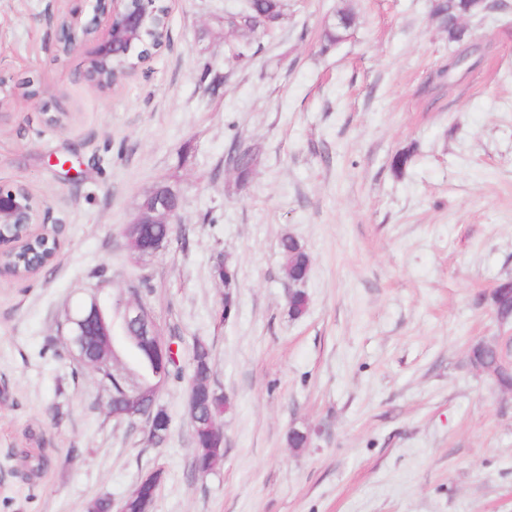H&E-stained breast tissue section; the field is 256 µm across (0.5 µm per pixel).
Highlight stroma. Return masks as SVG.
Returning a JSON list of instances; mask_svg holds the SVG:
<instances>
[{
    "label": "stroma",
    "mask_w": 512,
    "mask_h": 512,
    "mask_svg": "<svg viewBox=\"0 0 512 512\" xmlns=\"http://www.w3.org/2000/svg\"><path fill=\"white\" fill-rule=\"evenodd\" d=\"M489 2L458 44L431 0H287L232 68L224 16L248 0H174L167 47L103 92L89 48L62 56L48 20L104 22L97 0H0V76L42 89L0 110V187L25 185L61 228L52 266L0 278V512L117 510L157 469L150 512H512V392L467 360L512 334L489 306L512 277V0ZM340 10L353 24L323 48ZM233 143L258 150L244 184ZM163 183L180 220L135 261L126 226ZM285 236L311 259L297 284ZM105 280L151 308L181 364L211 345L229 400L211 472L191 467L185 381L159 393L158 445L106 417L97 375L67 357L58 327Z\"/></svg>",
    "instance_id": "stroma-1"
}]
</instances>
